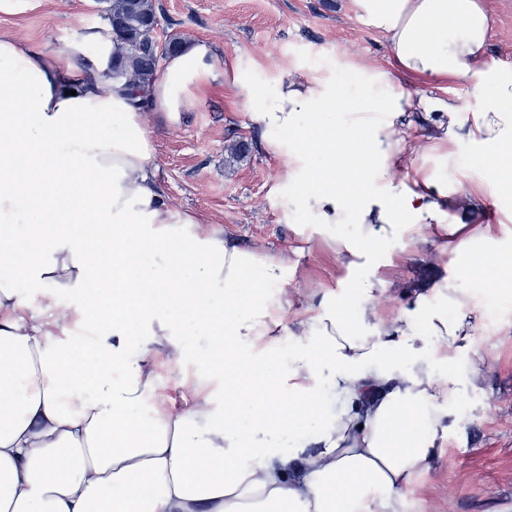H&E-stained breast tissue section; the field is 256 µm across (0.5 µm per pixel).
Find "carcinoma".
Returning a JSON list of instances; mask_svg holds the SVG:
<instances>
[{"label": "carcinoma", "mask_w": 512, "mask_h": 512, "mask_svg": "<svg viewBox=\"0 0 512 512\" xmlns=\"http://www.w3.org/2000/svg\"><path fill=\"white\" fill-rule=\"evenodd\" d=\"M109 15L123 22L117 35L124 44L125 56L116 69L127 74L134 84L149 83L157 74L153 44L146 27L157 17L155 0H112Z\"/></svg>", "instance_id": "1"}]
</instances>
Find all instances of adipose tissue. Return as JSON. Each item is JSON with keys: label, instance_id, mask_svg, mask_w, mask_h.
Listing matches in <instances>:
<instances>
[{"label": "adipose tissue", "instance_id": "obj_1", "mask_svg": "<svg viewBox=\"0 0 512 512\" xmlns=\"http://www.w3.org/2000/svg\"><path fill=\"white\" fill-rule=\"evenodd\" d=\"M351 4L391 58L374 74L379 97L342 106L335 85L299 70L269 93L232 76L296 203L317 224L356 228L331 248L353 296L325 288L294 314L287 251L204 229L155 163L157 122L175 123L216 80L210 44L183 46L135 91L113 76L123 47L110 24L61 49L0 30V512H403L448 443L449 403L475 389L481 305L437 283L385 313L374 254L388 243L407 262L427 245L457 268L494 266L492 288L512 292V259L474 251L497 242L496 225L449 223L447 181L414 163L475 144L512 195V71L490 58L488 0ZM409 78L441 81L440 95ZM191 322L214 339L223 414L200 392L140 421L152 345ZM65 324L84 325L91 349L56 336ZM323 390L315 430L285 444L283 421Z\"/></svg>", "mask_w": 512, "mask_h": 512}]
</instances>
